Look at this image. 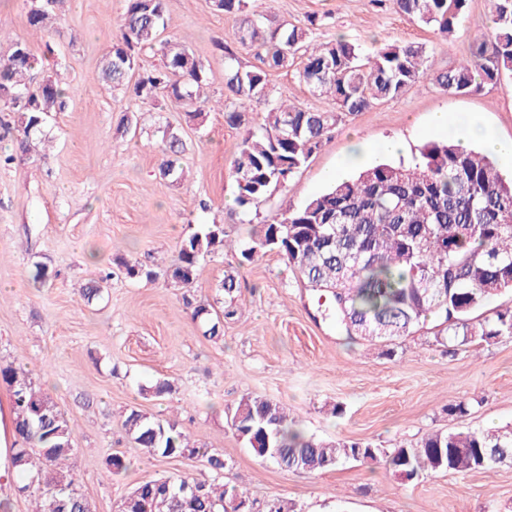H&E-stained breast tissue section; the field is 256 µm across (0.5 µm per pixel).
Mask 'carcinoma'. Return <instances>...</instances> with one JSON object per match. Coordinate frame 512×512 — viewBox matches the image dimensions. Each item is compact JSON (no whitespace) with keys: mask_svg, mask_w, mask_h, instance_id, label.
<instances>
[{"mask_svg":"<svg viewBox=\"0 0 512 512\" xmlns=\"http://www.w3.org/2000/svg\"><path fill=\"white\" fill-rule=\"evenodd\" d=\"M59 2L43 0L42 11L28 12L29 27L45 28ZM389 2L447 40L468 5V0ZM490 2L492 34L472 42L458 66L442 71L433 68L423 45L393 44L367 53L343 37L312 44L304 29L288 27L271 14L249 12L248 0H215L217 9L241 18L240 43L260 62L246 69L233 50L215 44L224 53L227 90L265 113L260 130H248L241 138L233 160L238 208L245 212L285 185L344 116L365 112L424 78L445 92L462 94L512 74V0ZM166 11L167 0H126L123 22L101 60L99 78L138 100L164 93L177 103L195 105L201 102L206 71L184 46L160 39ZM144 45L158 46L161 65L138 74L136 49ZM296 58L301 60L300 81L331 94L338 111L315 112L289 100H274L268 72L286 68ZM37 66L21 39L10 40L0 58V104L14 114L24 152L46 116L63 110L68 99L61 83L50 76L31 88ZM181 148L178 135L169 134L161 160L164 174H178ZM224 237V225H200L181 239L177 259L166 272L177 284H192L200 258L225 250ZM272 250L286 258L307 287L329 298L328 319L350 338L393 344L423 329L431 318L437 321L436 339L458 350L512 336V308L490 307L496 299L512 295V182L502 178L489 156L450 139L425 144L411 164L379 163L255 225L235 256L241 266ZM116 265L131 280L157 277L152 268L123 257ZM222 288L228 297L222 309L200 304L191 313L210 338L221 336L224 319L236 315V276L226 274ZM0 382L11 392L16 440L10 466L26 476L18 490H35L33 512H50L51 502L58 499L59 512H93L67 464L73 447L64 414L24 368L0 365ZM230 425L257 457L289 471H325L352 460L381 463L400 480L412 482L428 472L464 475L512 462V431L460 426L393 448L323 440L288 420L281 404L261 396L241 397ZM123 426L143 452L204 457L212 472L207 481L175 475L143 482L129 492V512H154L156 494L164 487L173 499L172 512H227V506L247 499L224 482V458L192 444L176 421L132 409ZM188 484L200 485L203 491L180 492Z\"/></svg>","mask_w":512,"mask_h":512,"instance_id":"obj_1","label":"carcinoma"}]
</instances>
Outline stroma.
<instances>
[{
    "label": "stroma",
    "instance_id": "stroma-1",
    "mask_svg": "<svg viewBox=\"0 0 512 512\" xmlns=\"http://www.w3.org/2000/svg\"><path fill=\"white\" fill-rule=\"evenodd\" d=\"M30 6L31 0H0V32L26 40L70 97L64 111L47 116L43 135L23 156L12 113L0 111V363L29 370L68 419L71 469L94 512H117L145 481L178 472L211 476L203 460L134 448L123 427L134 406L177 421L196 446L223 455L225 481L246 493L252 512H268L277 499L295 512H512L510 464L464 477L429 472L409 483L384 466L353 461L291 472L259 461L228 425L234 406L250 394L279 402L317 437L387 448L461 423L512 430V337L454 352L437 343L429 326L390 346L348 341L317 318V293L274 251L242 266L223 253L205 257L187 287L165 275L190 229L220 224L227 239L245 240L253 225L330 186L355 141L400 140L402 159L411 161L437 141L429 125L437 112L468 114L512 139V78L468 94L423 79L344 117L285 186L245 213L234 202L231 167L245 128H259L262 114L227 91L224 57L214 47L224 42L242 65H255L238 41L239 18L213 0H167L164 37L185 46L207 73L202 95L211 105L198 120L165 95L142 102L98 82L125 0H65L42 31L27 23ZM249 10L308 28L318 42L342 36L367 49L419 42L438 70L456 66L464 46L491 25L487 0H468L448 41L387 0H251ZM268 80L273 95L301 107L336 109L331 97L299 81L297 66L270 71ZM228 109L243 113L244 127L226 123ZM167 130L183 141L179 179L163 176L159 166ZM8 155L14 161L7 165ZM119 256L153 268L156 279L116 274ZM39 266L47 272L42 285L32 279ZM229 270L240 284L237 314L212 339L190 308L223 307ZM103 274V296L85 302L81 288ZM164 382L170 392L154 396ZM461 402L470 404L469 414L449 417L447 407ZM115 454L127 463L118 476L106 464Z\"/></svg>",
    "mask_w": 512,
    "mask_h": 512
}]
</instances>
